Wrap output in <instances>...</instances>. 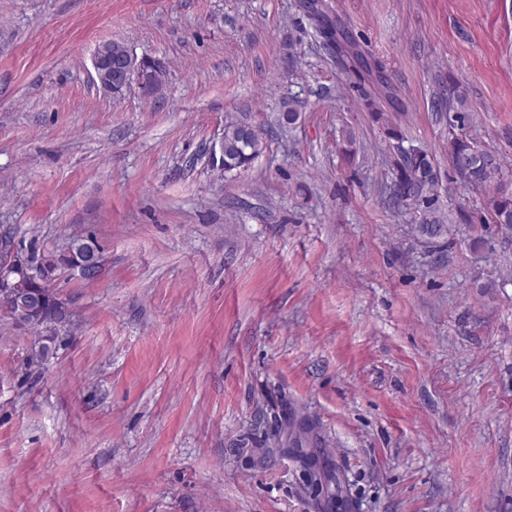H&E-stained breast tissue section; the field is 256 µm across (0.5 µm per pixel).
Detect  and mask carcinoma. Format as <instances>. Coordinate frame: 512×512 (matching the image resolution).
I'll return each instance as SVG.
<instances>
[{"mask_svg":"<svg viewBox=\"0 0 512 512\" xmlns=\"http://www.w3.org/2000/svg\"><path fill=\"white\" fill-rule=\"evenodd\" d=\"M304 8L323 44L349 61L346 70L361 81L368 77L377 86L388 88L383 67L379 63L370 62L359 54L352 39H347L345 45L338 41L336 30L341 25L324 9V4L312 0ZM261 149L262 138L253 127L235 125L225 128L224 171L248 168ZM448 158L462 182L477 190L494 189L490 200L491 221L502 232L512 234V189L501 182L502 160L463 134H454L448 140ZM394 167L392 198L395 202H408L425 211L433 209L432 191L436 183V172L429 152L413 146L407 149L399 146ZM416 231L424 237L435 239L451 233L453 225L419 224ZM30 260L43 274V277L32 283L31 289L44 297V303L40 315L27 321V324L39 332L36 358L46 361L54 355L57 324L69 317L67 307L56 299L57 293L53 288V281L57 273L65 269L67 259L53 251L42 254L33 252Z\"/></svg>","mask_w":512,"mask_h":512,"instance_id":"obj_1","label":"carcinoma"}]
</instances>
